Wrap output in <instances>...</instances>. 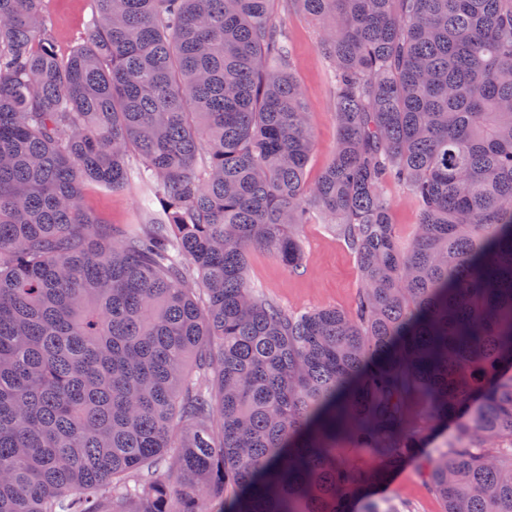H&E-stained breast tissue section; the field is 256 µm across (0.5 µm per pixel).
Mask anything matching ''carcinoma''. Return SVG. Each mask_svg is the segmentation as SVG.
Returning a JSON list of instances; mask_svg holds the SVG:
<instances>
[{"mask_svg": "<svg viewBox=\"0 0 512 512\" xmlns=\"http://www.w3.org/2000/svg\"><path fill=\"white\" fill-rule=\"evenodd\" d=\"M45 2L0 0V512H401L375 491L461 416L431 491L512 512V0H294L330 25L311 186L273 0H94L63 55ZM135 179L160 209L118 240L83 186ZM312 206L353 313L246 283L255 246L302 266ZM381 193L390 206L399 242L409 245L415 238L419 221L415 199L406 188L391 182L382 185Z\"/></svg>", "mask_w": 512, "mask_h": 512, "instance_id": "carcinoma-1", "label": "carcinoma"}]
</instances>
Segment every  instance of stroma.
Instances as JSON below:
<instances>
[{
	"mask_svg": "<svg viewBox=\"0 0 512 512\" xmlns=\"http://www.w3.org/2000/svg\"><path fill=\"white\" fill-rule=\"evenodd\" d=\"M46 2L55 47L60 53H68L87 34L93 0ZM273 10L286 27L290 67L301 87L314 136L315 146L306 169V180L312 184L331 161L338 138L332 67L320 48L324 32L319 25L294 7L291 0H274ZM381 193L390 206L399 242L409 245L419 221L415 199L406 188L391 182L382 185ZM144 198L142 186L136 183L120 192L88 183L83 188L82 207L119 232L144 222ZM298 232L304 248L302 267L288 270L269 250L255 247L247 261L248 284L290 312L325 307L353 311L359 275L355 255L346 241L317 211L312 212L308 223L300 225ZM447 439L446 432H431L427 447L403 465L398 482L384 486L381 497L405 507L406 512H444V505L430 491L421 466Z\"/></svg>",
	"mask_w": 512,
	"mask_h": 512,
	"instance_id": "stroma-1",
	"label": "stroma"
}]
</instances>
